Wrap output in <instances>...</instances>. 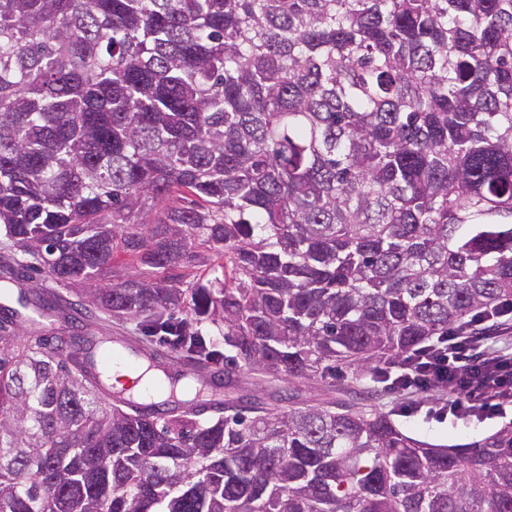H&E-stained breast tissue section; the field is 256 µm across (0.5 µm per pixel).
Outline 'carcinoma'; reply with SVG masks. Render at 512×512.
I'll return each instance as SVG.
<instances>
[{"label": "carcinoma", "instance_id": "carcinoma-1", "mask_svg": "<svg viewBox=\"0 0 512 512\" xmlns=\"http://www.w3.org/2000/svg\"><path fill=\"white\" fill-rule=\"evenodd\" d=\"M197 243L224 279L184 289ZM0 257L6 298L48 278L0 307V512H512V422L445 445L332 402L103 408L140 350L44 298L78 285L228 387L384 382L512 311V0H0Z\"/></svg>", "mask_w": 512, "mask_h": 512}]
</instances>
